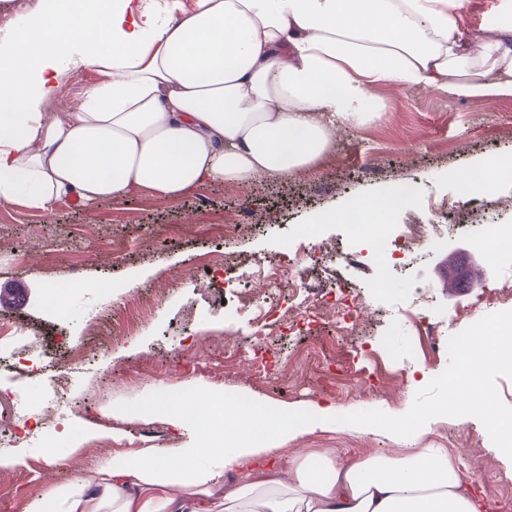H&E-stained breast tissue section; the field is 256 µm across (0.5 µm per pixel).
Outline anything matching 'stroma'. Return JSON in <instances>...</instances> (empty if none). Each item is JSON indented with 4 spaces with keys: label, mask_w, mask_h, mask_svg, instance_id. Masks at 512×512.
<instances>
[{
    "label": "stroma",
    "mask_w": 512,
    "mask_h": 512,
    "mask_svg": "<svg viewBox=\"0 0 512 512\" xmlns=\"http://www.w3.org/2000/svg\"><path fill=\"white\" fill-rule=\"evenodd\" d=\"M499 0H459L457 22L473 58L494 37ZM387 105L379 119L357 126L336 121L329 150L292 175L268 176L245 185H211L175 200L144 193L120 204L92 208L65 200L52 211L0 205V320L14 323L23 355L0 352V506L29 512L31 505L76 482H93L116 453L138 447L159 455L189 444L192 429L172 432L166 407L182 394L218 392L241 400L246 412H288L309 417L328 395L313 391L315 365L303 355L324 348L328 365L358 357L376 382L373 396L336 402V424L301 434L276 455L281 472L305 454L332 451L344 462L401 448H444L455 477L493 504L501 496L490 481L505 471L496 442L467 414L436 415L448 399V374L456 353L436 352L439 338L471 337L490 321L512 320V302L468 310L475 287L512 278V262L496 257L489 224L512 225V179L493 195L477 196V210L463 212L447 232L404 263L384 267L371 256L353 257L349 226L318 224L324 211H340L355 197L412 181L414 201L390 221L405 232L428 223L430 199L457 206L456 171L483 173L486 159L512 154V95L492 99L438 90L375 88ZM236 230L214 236L210 225ZM324 245L333 260L324 268L296 264L295 277L337 278L352 288L370 313L359 328L337 334L329 325L314 336H273L291 369L285 380L255 384L248 364L215 378L205 365L225 349L249 353L243 295L220 287L208 258L226 254L240 266L271 260L302 242ZM73 280L61 294L62 309L49 307L47 287ZM425 290L414 303L416 287ZM147 314L129 324L132 302ZM86 352L68 372V398L52 424H44L45 396L60 359ZM415 417L428 424L414 436L377 431L385 417ZM88 435L100 436L92 446Z\"/></svg>",
    "instance_id": "1"
}]
</instances>
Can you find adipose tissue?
I'll return each mask as SVG.
<instances>
[{
  "label": "adipose tissue",
  "mask_w": 512,
  "mask_h": 512,
  "mask_svg": "<svg viewBox=\"0 0 512 512\" xmlns=\"http://www.w3.org/2000/svg\"><path fill=\"white\" fill-rule=\"evenodd\" d=\"M36 0L32 20L0 30V205L50 211L64 200L121 203L135 190L177 199L209 185L247 184L314 164L328 121L362 125L385 106L373 89L392 82L462 96L512 95V0H501L502 81L472 71L455 11L459 0ZM101 80L61 102L83 68ZM486 369L512 366V336L488 326L461 352ZM448 388L496 433L512 465V421L459 369ZM168 423L195 438L166 457L139 448L113 458L91 484L35 502L30 512H491L462 481H449L443 448L294 469L290 495L272 459L299 434L329 428L332 404L302 423L241 414L211 394L173 404ZM243 482L222 502L205 497L230 472Z\"/></svg>",
  "instance_id": "ef3b65f1"
}]
</instances>
